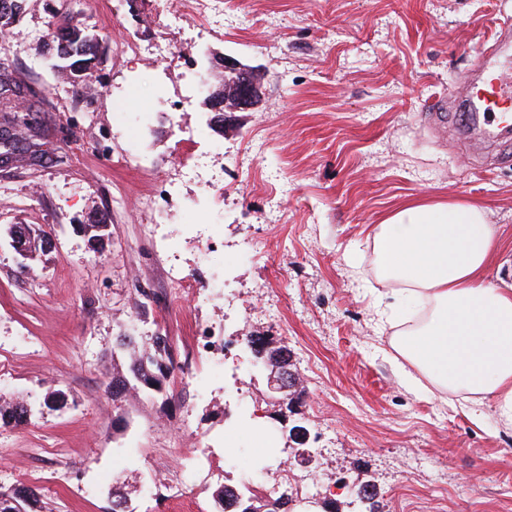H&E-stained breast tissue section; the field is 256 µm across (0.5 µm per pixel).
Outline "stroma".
<instances>
[{"label": "stroma", "mask_w": 512, "mask_h": 512, "mask_svg": "<svg viewBox=\"0 0 512 512\" xmlns=\"http://www.w3.org/2000/svg\"><path fill=\"white\" fill-rule=\"evenodd\" d=\"M67 7L104 38L91 100L35 53ZM171 9L29 0L0 43L41 101L35 159L0 164V394L31 407L26 426L0 428V487L37 488L40 512H112L118 499L130 512H212L227 485L264 504L288 487L345 505L366 485L376 512H512V425L490 399L474 421L464 393L427 375L409 386L375 304L410 311L380 279L370 237L410 200L468 201L499 230L488 280L512 285V158L433 120L453 112L512 0H212L181 21ZM128 35L174 56L157 68L120 54ZM224 55L262 68L264 98L219 134L201 99L169 104ZM158 179L179 189L162 211ZM94 212L108 222L100 247L79 230ZM12 224L57 242L25 274ZM203 327L286 347L301 402H271L244 353L197 354ZM156 334L190 379L113 398L121 337ZM56 390L65 407L44 404ZM260 432L272 447H248ZM230 433L248 471L227 462ZM178 468L188 478L174 487Z\"/></svg>", "instance_id": "stroma-1"}]
</instances>
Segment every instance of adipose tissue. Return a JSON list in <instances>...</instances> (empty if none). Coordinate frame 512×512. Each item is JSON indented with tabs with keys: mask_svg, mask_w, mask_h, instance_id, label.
Instances as JSON below:
<instances>
[{
	"mask_svg": "<svg viewBox=\"0 0 512 512\" xmlns=\"http://www.w3.org/2000/svg\"><path fill=\"white\" fill-rule=\"evenodd\" d=\"M499 244L478 206L460 201L409 203L373 230L382 279L426 315L394 333L395 348L449 392L474 406L494 399L512 423V288L486 283V263Z\"/></svg>",
	"mask_w": 512,
	"mask_h": 512,
	"instance_id": "obj_1",
	"label": "adipose tissue"
}]
</instances>
